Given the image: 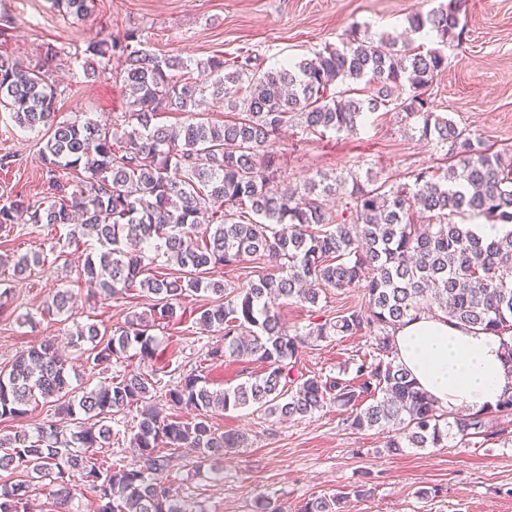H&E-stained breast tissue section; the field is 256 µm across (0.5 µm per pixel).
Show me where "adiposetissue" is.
Listing matches in <instances>:
<instances>
[{
	"label": "adipose tissue",
	"instance_id": "obj_1",
	"mask_svg": "<svg viewBox=\"0 0 512 512\" xmlns=\"http://www.w3.org/2000/svg\"><path fill=\"white\" fill-rule=\"evenodd\" d=\"M398 362L413 375L436 408L452 413L496 407L512 390V363L499 337L425 314L394 336Z\"/></svg>",
	"mask_w": 512,
	"mask_h": 512
}]
</instances>
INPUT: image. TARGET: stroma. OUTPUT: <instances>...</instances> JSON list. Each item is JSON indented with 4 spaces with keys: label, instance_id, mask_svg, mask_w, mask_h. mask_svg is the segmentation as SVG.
Returning a JSON list of instances; mask_svg holds the SVG:
<instances>
[{
    "label": "stroma",
    "instance_id": "1",
    "mask_svg": "<svg viewBox=\"0 0 512 512\" xmlns=\"http://www.w3.org/2000/svg\"><path fill=\"white\" fill-rule=\"evenodd\" d=\"M441 0H94L80 19L60 14L50 0H0V53L31 64L47 46L64 48L51 81L61 98L60 114L113 125L127 108L117 72L120 60L92 80L83 75L80 57L91 38L120 37L136 29L157 56L197 62L221 54L252 53L268 69L293 58L340 44L342 34L360 27L372 35L404 34L407 18L438 7ZM465 37L448 49V67L435 79L431 98L436 112L448 114L459 128L480 135L493 149H512V0H468ZM421 121L402 112L370 114L356 134L319 135L292 124L280 137L281 183L304 186L326 177L411 182L420 171H443L446 150L423 140ZM41 135L20 128L0 107V156L12 155L10 170L0 171V193L37 196L42 165ZM7 246L38 252L44 258L36 277L12 281L17 316L0 315V368L22 351L51 340L65 345L76 325L124 323L147 311L148 294L97 302L77 267L82 259L64 247L58 232L43 224L15 227ZM74 299L71 315L42 317L37 328L22 324L26 313L40 314L57 289ZM367 297L364 284L343 292L325 291L317 305L291 302L281 314L289 329L307 331L335 318ZM161 350L172 353L178 376L205 372L213 388L223 389L260 372L261 363L225 359L212 365L207 351L214 333L199 329L192 317L155 328ZM370 349L364 335L334 336L305 344L297 365L306 374L352 377L353 362ZM344 413L328 406L294 421L251 409L216 412L215 428L244 433L243 447L229 448L216 468L223 479L198 471L196 455L186 448H164L168 481L185 499L206 512H253L257 497L274 501L280 512H299L309 499L328 497L367 482L370 494L350 497L346 512H512V440L484 445L450 443L443 448H409L384 454L385 434L350 429ZM439 487L443 495L421 500V488Z\"/></svg>",
    "mask_w": 512,
    "mask_h": 512
}]
</instances>
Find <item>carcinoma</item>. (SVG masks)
Segmentation results:
<instances>
[{
  "label": "carcinoma",
  "mask_w": 512,
  "mask_h": 512,
  "mask_svg": "<svg viewBox=\"0 0 512 512\" xmlns=\"http://www.w3.org/2000/svg\"><path fill=\"white\" fill-rule=\"evenodd\" d=\"M92 0H54L77 18ZM466 0H449L407 18L414 33H433L436 46L413 47L398 37L373 38L352 30L341 46L264 70L249 53L232 59L213 55L190 64L160 58L141 34L121 40L93 38L86 44V72L99 74L112 57L123 59L120 75L128 91L122 129L90 119L59 118L57 86L50 67L64 48L49 47L23 66L0 55V105L14 121L44 131L41 160L47 187L32 200L21 192L0 196V233L15 224L66 229L75 249L94 239L80 274L106 299L134 292L155 296L148 311L121 325H78L71 347L91 368L132 363L117 382L77 392L69 361L47 340L0 368V418L27 416L38 399H54L55 419L34 430L0 436V512H30L36 483L49 481L57 512H69L77 482L93 496L94 512H204L172 492L160 445L191 448L219 460L245 436L220 432L211 412L252 408L294 420L334 404L347 425L387 434L385 451L437 448L454 439L487 442L508 433L489 430L490 415H512V394L496 408L450 414L434 406L393 356L394 333L421 313H443L448 321L503 339L512 362V231L486 240L455 218H483L512 225V152L493 151L434 111L429 90L448 67L446 49L464 34ZM365 82L369 92L356 88ZM339 85L347 89L336 94ZM222 102L235 118L204 120L208 102ZM383 109L422 120L421 137L448 146L443 172L420 171L412 184L368 187L342 176L303 189L277 184V140L295 121L309 131L353 134L367 114ZM164 112L193 116L161 125ZM71 177L62 180L58 171ZM352 188H347V185ZM348 195L356 222H339L322 197ZM166 258L155 271L146 253ZM268 262L269 271L231 286L211 278L217 267L237 268L245 258ZM36 253L0 251V271L12 278L35 275ZM366 281L367 299L344 314L318 323L304 335L290 334L276 301L315 305L327 289L345 291ZM204 295L196 323L219 332L208 360L260 362L261 373L234 387L213 390L206 377L165 379L152 330L178 319L186 299ZM71 294L56 292L42 313L70 310ZM369 335L375 350L354 361L352 378L304 375L296 369L300 346L331 336ZM164 392L177 409L192 407L191 420L163 418L152 398ZM136 408L131 455L102 459L94 449L112 447V417ZM351 492L316 497L300 512H345Z\"/></svg>",
  "instance_id": "obj_1"
}]
</instances>
